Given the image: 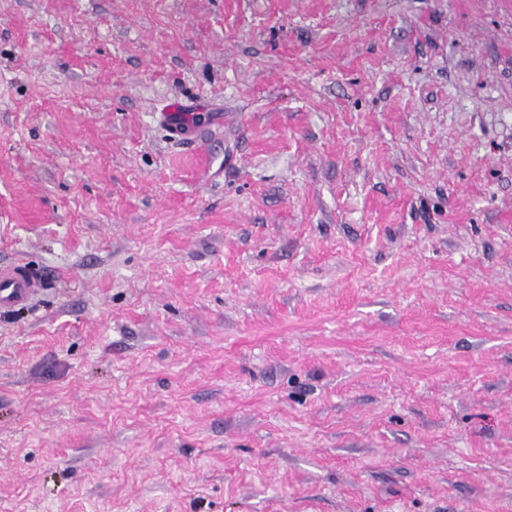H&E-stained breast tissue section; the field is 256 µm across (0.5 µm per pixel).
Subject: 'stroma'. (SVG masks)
Here are the masks:
<instances>
[{"instance_id":"35a3bbf8","label":"stroma","mask_w":512,"mask_h":512,"mask_svg":"<svg viewBox=\"0 0 512 512\" xmlns=\"http://www.w3.org/2000/svg\"><path fill=\"white\" fill-rule=\"evenodd\" d=\"M19 263L0 512H512V0H0ZM159 119L173 137L186 142L194 140L195 131L187 119L186 112H160ZM42 288L41 279L29 267L0 269V307L24 305Z\"/></svg>"}]
</instances>
